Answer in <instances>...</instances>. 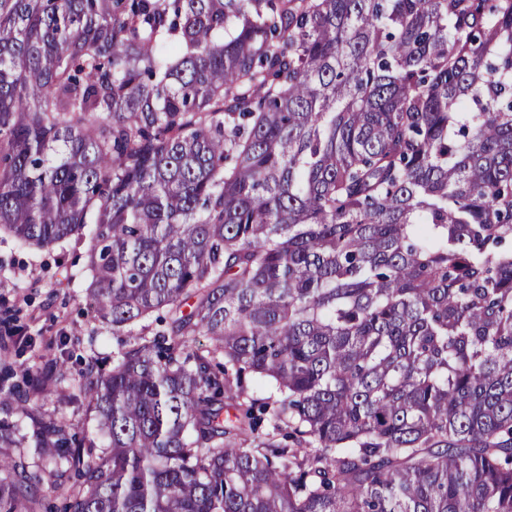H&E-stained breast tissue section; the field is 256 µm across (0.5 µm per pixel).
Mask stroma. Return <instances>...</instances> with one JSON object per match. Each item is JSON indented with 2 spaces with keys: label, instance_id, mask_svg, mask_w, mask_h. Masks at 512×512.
Instances as JSON below:
<instances>
[{
  "label": "stroma",
  "instance_id": "35a3bbf8",
  "mask_svg": "<svg viewBox=\"0 0 512 512\" xmlns=\"http://www.w3.org/2000/svg\"><path fill=\"white\" fill-rule=\"evenodd\" d=\"M86 241L70 238L50 249L0 236V320L11 318L10 331L0 330V370L30 376L64 363L65 379L32 395L35 414L66 416L85 435L96 425L85 405L72 401L74 384L90 362L112 365L119 339L112 327L90 312L85 289Z\"/></svg>",
  "mask_w": 512,
  "mask_h": 512
}]
</instances>
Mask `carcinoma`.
<instances>
[{
  "mask_svg": "<svg viewBox=\"0 0 512 512\" xmlns=\"http://www.w3.org/2000/svg\"><path fill=\"white\" fill-rule=\"evenodd\" d=\"M0 233L167 325L35 419L68 512H512V0H0Z\"/></svg>",
  "mask_w": 512,
  "mask_h": 512,
  "instance_id": "cac0c4a2",
  "label": "carcinoma"
}]
</instances>
